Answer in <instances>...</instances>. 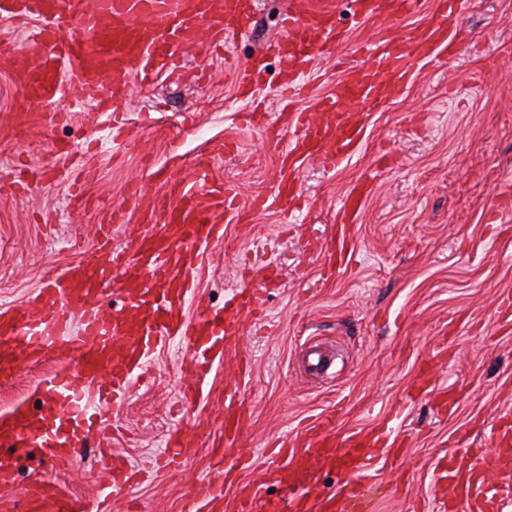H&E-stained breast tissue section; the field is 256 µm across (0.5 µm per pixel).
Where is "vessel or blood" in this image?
<instances>
[{"mask_svg":"<svg viewBox=\"0 0 512 512\" xmlns=\"http://www.w3.org/2000/svg\"><path fill=\"white\" fill-rule=\"evenodd\" d=\"M434 11L426 27L413 36L392 33L388 19L420 11L423 0H351L359 19L372 23L369 40L353 50L361 62L334 91L320 98L315 111L294 110L283 120L288 146L280 153L279 181L295 184L302 162L336 166L348 158L363 136L349 111L386 95L402 93L412 58L428 59L454 51L452 32L473 0H450ZM253 0H0V17L36 20L32 39L43 52L34 63L14 72V82L29 101L20 113L24 127L53 125L58 112L49 108L60 96L93 103L96 111L119 107L134 82L145 83L179 63L186 48L234 40L250 21ZM276 52L300 74L314 60L333 55L345 40L334 11L297 9L286 14ZM264 73L260 61L238 69L237 86L248 93ZM390 74L380 84L381 74ZM213 157H197L198 189L173 182L168 197L150 199L166 221L157 231L136 233L130 251L112 250L108 227L101 243L82 251L77 262L52 275L28 301L0 309V386L13 385L23 368L49 359L63 367L42 383L49 407L40 430H31L23 405L0 412V486L13 484L14 456L36 453L53 467L72 464L88 445L90 427L106 408L124 403L134 380L146 375L157 347L179 339L196 370L187 391H195L224 348L237 334L241 306H259L263 291L244 290L243 305L227 304L197 319L184 314L193 294L194 265L202 248L224 237V213L234 208L235 188L210 177ZM366 185H359L337 212L332 240L337 252L351 251L347 224L359 214ZM120 300H112V293ZM247 419L243 408L224 409V446L217 461L242 460L238 443ZM323 418L305 440L306 452L293 471L274 469L267 478L283 495L265 497L261 488L245 486L237 512H357L373 487L370 473L378 437L351 436L339 442ZM336 464L345 478L336 490L295 494L297 474L315 464ZM104 479L97 500L80 496L58 481L43 478L14 505L15 512H101L100 501L122 494L129 479L123 465L103 460ZM442 498L461 504L464 512H496L497 498L472 470L449 469L439 489Z\"/></svg>","mask_w":512,"mask_h":512,"instance_id":"vessel-or-blood-1","label":"vessel or blood"}]
</instances>
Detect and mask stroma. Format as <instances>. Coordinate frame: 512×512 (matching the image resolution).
<instances>
[{
    "instance_id": "obj_1",
    "label": "stroma",
    "mask_w": 512,
    "mask_h": 512,
    "mask_svg": "<svg viewBox=\"0 0 512 512\" xmlns=\"http://www.w3.org/2000/svg\"><path fill=\"white\" fill-rule=\"evenodd\" d=\"M331 8L346 31L344 54L371 34L349 0H306ZM295 0H257L247 36L214 52L201 46L181 61L178 77L134 86L123 119L130 138L112 134L92 104L57 100L65 123L15 134L11 119L28 103L13 71L36 48L33 21L0 19V180L35 179L55 149L71 151L60 180L30 192L0 191V307L25 302L50 274L97 244L113 206L123 223L112 244L129 245L143 226L132 196H165L166 182L194 187L191 159L216 145L228 150L216 175L240 186L236 211L224 215V239L200 260L185 307L194 319L223 307L234 288L256 285L264 266L277 269L254 326L227 344L193 400L180 392L185 346L155 352L151 376L133 383L108 419L118 430L111 451L142 473L107 512H193L191 490L213 479L211 449L224 439V395L234 391L250 411L240 435L251 458L239 482H261L288 464L277 443L297 449L310 422L334 411L337 439L382 433L391 454L373 460L379 489L369 512H461L433 493L447 455L487 470L512 457V0H474L450 61L415 60L406 90L366 106L364 137L339 167L304 164L288 209L254 207L277 187L279 152L288 139L275 120L282 110L281 63L265 59L266 83L242 101L236 72L281 34ZM345 71L321 59L298 100L315 108ZM369 182L348 258L321 249L336 233V212L359 183ZM323 343L336 361L310 374L305 350ZM38 370H24L0 389V411L24 402L39 413ZM195 436V451L155 469L170 434ZM95 498L102 480L98 447L65 468L21 463L15 483L0 489L10 512L41 475Z\"/></svg>"
}]
</instances>
